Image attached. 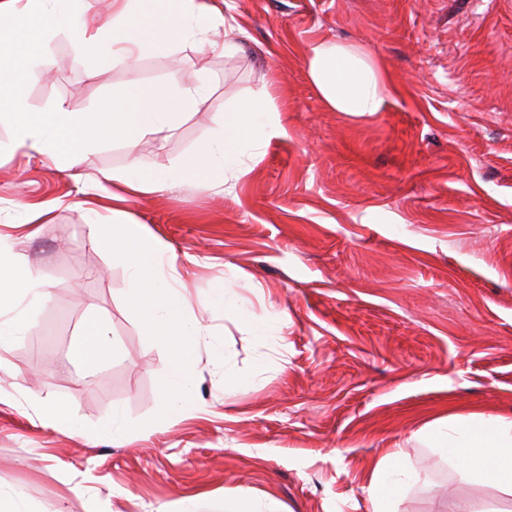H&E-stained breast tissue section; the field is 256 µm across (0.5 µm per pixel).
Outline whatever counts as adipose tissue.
<instances>
[{
	"mask_svg": "<svg viewBox=\"0 0 512 512\" xmlns=\"http://www.w3.org/2000/svg\"><path fill=\"white\" fill-rule=\"evenodd\" d=\"M227 25L224 0H111V12L105 17L91 11L89 0H0V102L6 104L4 114L14 131L12 153L40 157L61 171L89 163L100 143L98 134L87 131L82 113L62 103L51 111L36 112L18 93L33 69L52 67L57 34L66 35L87 56L108 65H126L127 82L112 92L116 108L112 137L133 151L146 136L167 137L196 111L206 92L205 85L183 87L173 78L162 86L142 84L136 71L142 54L149 50L167 56L177 46L190 43L232 55L236 44L217 38ZM306 66L329 109L362 114L382 110L388 80L364 50L320 39L311 46ZM285 133L263 86L244 104L225 113L223 128L215 137L179 162H161L147 171L133 160L121 171L102 173L91 183L99 191L110 181L121 187L112 196L114 206L109 212L88 207L89 231L94 242L125 261L129 302L138 304L145 292L155 298L144 321L150 335L163 339L169 348L170 408H177L194 388V353L207 329L187 313L174 276L166 272L170 264L167 244L150 238L145 226L119 204L125 196L160 193L175 183L227 182L240 164L242 146L256 147ZM49 296L38 277L18 268L12 243L0 236V347L27 335L35 308ZM111 355L106 325L93 317L71 344L67 360L96 373L102 369L103 358ZM415 437L470 482L512 496V417L451 413L425 424ZM417 480L401 452L382 457L368 476L370 512H398L404 492Z\"/></svg>",
	"mask_w": 512,
	"mask_h": 512,
	"instance_id": "1",
	"label": "adipose tissue"
}]
</instances>
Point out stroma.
<instances>
[{
    "instance_id": "35a3bbf8",
    "label": "stroma",
    "mask_w": 512,
    "mask_h": 512,
    "mask_svg": "<svg viewBox=\"0 0 512 512\" xmlns=\"http://www.w3.org/2000/svg\"><path fill=\"white\" fill-rule=\"evenodd\" d=\"M237 52L191 44L145 54L143 83L208 78L210 94L167 138L137 149L144 167L210 138L224 113L272 80L286 136L240 157L226 184L131 196L121 208L171 247L186 288L224 284L229 309L209 334L195 387L158 416L170 353L128 301V273L91 242L83 201L125 147L102 141L90 168L58 171L10 156L0 121V235L51 299L31 332L0 347V491L26 512H226L248 498L282 512H369V468L403 444L419 480L399 512L495 499L412 440L449 408L512 417V0H227ZM369 51L394 89L370 117L327 110L306 70L316 39ZM67 38L50 75L24 83L28 106L93 113L124 84ZM45 215L23 221L20 207ZM108 325L114 354L96 378L64 369L85 319ZM65 403L76 434L40 425ZM127 424L112 434V412Z\"/></svg>"
}]
</instances>
